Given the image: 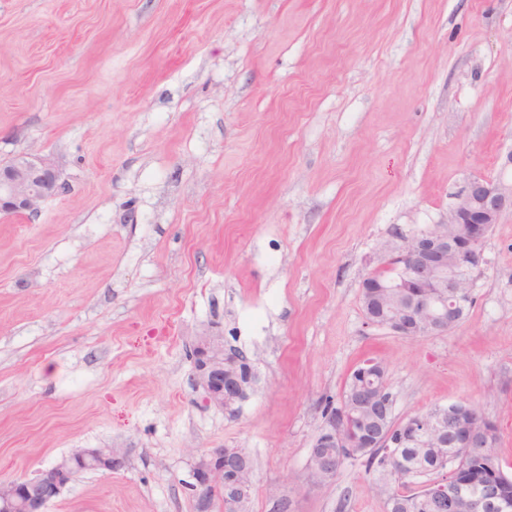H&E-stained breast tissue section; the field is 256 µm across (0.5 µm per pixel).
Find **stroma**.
I'll use <instances>...</instances> for the list:
<instances>
[{
  "instance_id": "stroma-1",
  "label": "stroma",
  "mask_w": 512,
  "mask_h": 512,
  "mask_svg": "<svg viewBox=\"0 0 512 512\" xmlns=\"http://www.w3.org/2000/svg\"><path fill=\"white\" fill-rule=\"evenodd\" d=\"M56 159L62 195L0 216V481L77 448L47 512H194L197 453L244 448L252 512H386L360 460L306 464L352 371L402 420L466 399L512 474V210L462 322L367 324L381 243L467 178L512 182V0H0V163ZM256 382L203 401L204 327Z\"/></svg>"
}]
</instances>
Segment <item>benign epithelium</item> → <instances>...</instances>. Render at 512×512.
I'll list each match as a JSON object with an SVG mask.
<instances>
[{
    "label": "benign epithelium",
    "mask_w": 512,
    "mask_h": 512,
    "mask_svg": "<svg viewBox=\"0 0 512 512\" xmlns=\"http://www.w3.org/2000/svg\"><path fill=\"white\" fill-rule=\"evenodd\" d=\"M58 165L48 156L24 153L8 164H0V214L38 212L48 198L62 194ZM512 209V184L495 182L482 175L468 178L463 192L445 219L428 229L397 234L384 242L380 251L387 263L403 264V278L389 285L371 273L361 283V292H384L386 288H409L414 296L410 306L390 308L379 315L365 313L368 324L410 338L447 333L461 320V313L472 300L474 279L459 274L482 262L483 245L492 225ZM193 377L202 389L204 401L227 413L237 411L251 386V374L241 375L236 367L248 363L245 356L231 352L224 336L204 328L193 351ZM380 387H364L354 406L369 414L375 428L367 432L363 447L386 446L390 434L381 423L393 408L385 395L386 372L377 376ZM424 437L456 457L471 449L488 457L492 429L484 423H468L460 413H438L424 420ZM347 444L336 438V419L324 426L312 441L307 461V478L314 486L324 484L336 471L341 458L336 449ZM122 457L113 448H81L63 457L32 479L0 482V512H45L72 481L76 469L110 472L120 467ZM232 475L233 500L222 502V512H246L252 497L254 473L249 454L242 448H217L198 454L194 463L191 490L195 512H212L213 495L224 494L226 475ZM500 483L472 482L443 478L427 483L429 493L458 505L460 512H512V497L502 492Z\"/></svg>",
    "instance_id": "benign-epithelium-1"
}]
</instances>
